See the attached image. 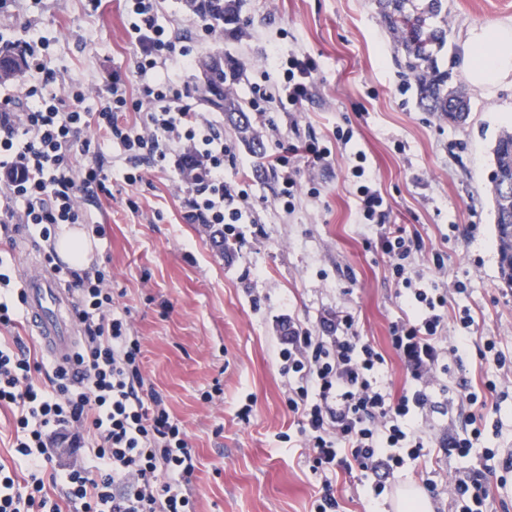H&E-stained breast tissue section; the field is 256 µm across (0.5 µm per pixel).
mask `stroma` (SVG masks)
Listing matches in <instances>:
<instances>
[{
    "mask_svg": "<svg viewBox=\"0 0 512 512\" xmlns=\"http://www.w3.org/2000/svg\"><path fill=\"white\" fill-rule=\"evenodd\" d=\"M444 9L451 32L436 58L465 85L470 112L460 125L421 105L376 0H241L239 28L220 42L199 28L184 0L162 2L164 20L197 58L220 50L239 63L234 88L241 101L252 85L281 78L271 54L314 58L312 98L298 111L271 113L280 139L268 137L262 118L252 124L266 151L313 136L333 155L315 169L299 164L300 193L294 210L284 209L277 173L223 113L200 103L197 111L235 146L225 178L245 185L255 206L257 221L243 243L221 249L209 228L185 223L173 172L130 186L113 170L111 198L86 204L106 224L108 238L94 249L112 270L117 305L129 310L142 338L145 382L188 432L198 461L187 485L196 512H311L327 489L338 512H396L400 489L422 482L421 471L398 473L390 492L373 501L359 472L341 470L328 482L313 473L278 372L289 321L315 331L346 306L356 314L358 336L385 358L387 390L396 397L408 385L390 327L411 305L371 244L375 227L359 214L353 168L360 152L392 220L424 240L411 268L413 287L446 289L449 309L470 308L475 320L466 330L447 319L441 347L451 349L463 335L468 341L460 359L448 361L447 391L433 393L449 409H436L420 429L435 441L460 432L469 412L461 383L476 389L494 374L502 397L481 445L512 451V369H496L478 352L482 337L493 336L512 355V288L501 279L490 192L492 149L512 126V74L486 92L469 84L465 65L471 30L512 25V0H445ZM32 31L49 40L51 65L66 83L100 84L112 71H133L121 0H101L91 15L84 0H13L0 33L23 39ZM341 129L351 131L350 141L340 140ZM43 248L21 230L0 235V258L17 275L41 262ZM436 251L444 257L439 269ZM206 391L213 401L202 400ZM247 403L252 411L244 418L239 410Z\"/></svg>",
    "mask_w": 512,
    "mask_h": 512,
    "instance_id": "1",
    "label": "stroma"
}]
</instances>
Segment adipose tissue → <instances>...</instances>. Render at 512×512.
<instances>
[{
	"label": "adipose tissue",
	"instance_id": "obj_1",
	"mask_svg": "<svg viewBox=\"0 0 512 512\" xmlns=\"http://www.w3.org/2000/svg\"><path fill=\"white\" fill-rule=\"evenodd\" d=\"M471 41L474 50L467 53L465 63L473 85L490 89L512 74V27L475 30Z\"/></svg>",
	"mask_w": 512,
	"mask_h": 512
}]
</instances>
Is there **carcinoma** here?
I'll list each match as a JSON object with an SVG mask.
<instances>
[{"label":"carcinoma","mask_w":512,"mask_h":512,"mask_svg":"<svg viewBox=\"0 0 512 512\" xmlns=\"http://www.w3.org/2000/svg\"><path fill=\"white\" fill-rule=\"evenodd\" d=\"M186 6L209 28L223 32L238 23L237 0H185ZM386 28L405 52V67L419 79L423 106L438 112L450 121H458L469 111V101L461 85L448 84L449 73L440 72L435 65L433 48L446 42L448 15L443 13V0H378ZM437 18L438 24L429 20ZM0 57L7 64L0 69V83L18 80L26 66L25 56L10 41H0ZM210 72L209 82H196L194 92L222 112L235 125L241 138L251 145L254 153L263 151L245 105L226 92L239 76L240 67L224 59L217 51L199 62ZM491 193L495 211V232L500 254L512 250V131H501L496 139Z\"/></svg>","instance_id":"1"}]
</instances>
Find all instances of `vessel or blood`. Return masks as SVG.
<instances>
[{"instance_id": "b4317fda", "label": "vessel or blood", "mask_w": 512, "mask_h": 512, "mask_svg": "<svg viewBox=\"0 0 512 512\" xmlns=\"http://www.w3.org/2000/svg\"><path fill=\"white\" fill-rule=\"evenodd\" d=\"M20 281L30 332L58 364L72 366L79 326L72 315L67 290L60 287L47 267L39 266L21 274Z\"/></svg>"}]
</instances>
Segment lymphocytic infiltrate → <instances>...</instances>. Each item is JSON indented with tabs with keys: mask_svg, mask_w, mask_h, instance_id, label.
I'll return each instance as SVG.
<instances>
[{
	"mask_svg": "<svg viewBox=\"0 0 512 512\" xmlns=\"http://www.w3.org/2000/svg\"><path fill=\"white\" fill-rule=\"evenodd\" d=\"M160 11V0H125L127 32L137 49L135 73L113 72L90 89L71 85L59 94L48 92L57 80L41 56L49 42L43 37L24 42L28 67L38 75L24 92L29 105L20 112L0 106V225L24 228L46 243L44 262L60 286L72 290L82 332L76 382L53 359L0 340V407L13 415L16 462L12 468L0 464V512H195L185 488L197 467L188 433L145 384L141 343L131 332L128 311L114 304L111 272L97 263L57 262L54 248L65 225L89 224L97 238L105 237L104 226L94 224L81 202L111 196L112 159L104 145L114 141L123 150L128 185L146 182L155 171L176 170L186 222L222 230L228 243L244 238L240 226L252 215L248 196L224 179L232 145L197 112L173 71L176 62L192 67L195 55L178 43ZM317 71L313 58L289 56L280 83L252 87V111L263 117L278 104L301 106L311 96ZM91 94L100 101L93 111L84 106ZM127 112L139 114V122H122ZM300 154L312 167L331 157L315 138L268 155L269 168L280 175L282 198L293 195L298 171L290 160ZM357 193L360 213L380 229L377 244L389 258L392 277L412 289L416 301L414 315L390 328L411 383L391 397L382 380L384 356L357 335L355 315L346 308L323 319L318 334L289 322L278 360L288 408L301 416L311 469L324 476L359 470L378 497L387 489L386 477L428 456L429 440L406 425L423 416L432 403L431 387L443 385L448 373L439 336L448 296L412 288L405 270L422 251V238L389 223L379 190L362 185ZM22 309L20 282L0 260V328H14ZM496 391L492 378L481 391H465L467 424L439 442L442 454L481 453L499 459L504 472L512 471V453L501 457L495 449L477 447L488 397ZM55 443L82 453L83 466L54 467L49 448ZM488 475L485 469L463 471L447 494L433 479L423 485L433 500L448 498L457 512H488ZM51 485L61 488L60 496L49 495Z\"/></svg>",
	"mask_w": 512,
	"mask_h": 512,
	"instance_id": "obj_1",
	"label": "lymphocytic infiltrate"
}]
</instances>
